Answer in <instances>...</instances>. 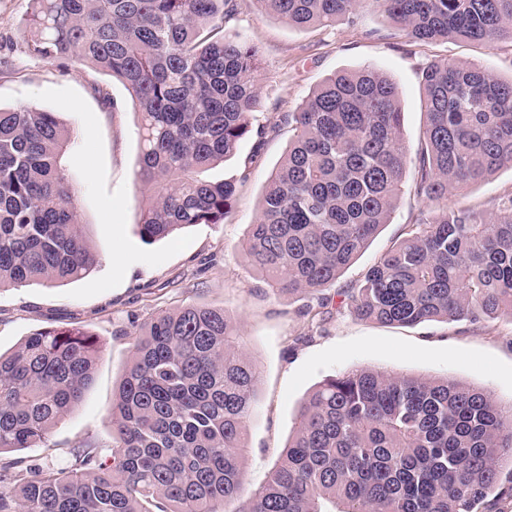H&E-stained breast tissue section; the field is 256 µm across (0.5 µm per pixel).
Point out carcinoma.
I'll list each match as a JSON object with an SVG mask.
<instances>
[{
	"mask_svg": "<svg viewBox=\"0 0 512 512\" xmlns=\"http://www.w3.org/2000/svg\"><path fill=\"white\" fill-rule=\"evenodd\" d=\"M29 55L90 64L127 87L139 118L138 221L155 241L221 224L235 180L210 181L252 131L256 46L224 32L237 0H33ZM298 28L377 5L412 41L512 40V0H254ZM425 125L403 140L397 83L374 67L323 79L281 121L294 138L243 246L272 290L322 292L390 222L405 185L428 211L359 283L337 291L360 319L413 326L512 315V190L486 214L448 204L512 170V77L440 59L422 71ZM74 131L54 113L0 107V290L78 280L100 263L64 165ZM224 308L163 311L136 333L112 402L107 450L67 469L0 457V512H221L243 497L260 366ZM101 345L46 329L0 353V454L48 446L82 402ZM512 404L451 378L351 370L297 410L268 482L237 512H501L512 500Z\"/></svg>",
	"mask_w": 512,
	"mask_h": 512,
	"instance_id": "carcinoma-1",
	"label": "carcinoma"
}]
</instances>
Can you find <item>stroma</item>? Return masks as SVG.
Returning a JSON list of instances; mask_svg holds the SVG:
<instances>
[{
  "label": "stroma",
  "mask_w": 512,
  "mask_h": 512,
  "mask_svg": "<svg viewBox=\"0 0 512 512\" xmlns=\"http://www.w3.org/2000/svg\"><path fill=\"white\" fill-rule=\"evenodd\" d=\"M31 9V0H0V106L52 112L74 130L66 165L78 191V213L102 261L78 281L0 290V352L10 353L36 331L73 326L95 334L102 352L80 406L53 430L48 447L22 450L28 463L65 468L73 463L72 449L86 439L110 444L112 400L131 360L135 326L192 304L232 311L243 352L261 366L247 427L248 491L266 482L299 406L327 376L369 369L450 377L512 402V318L383 325L354 318L336 294L354 286L403 226L419 218L425 206L413 195L401 196L389 224L323 297L274 294L243 250L266 181L293 138L280 118L296 111L326 76L367 66L388 74L399 86L404 140L413 148L424 123L423 67L450 58L482 64L507 78L512 42L415 43L372 4L335 26L304 30L262 12L255 0H239L224 28L260 50L264 79L253 125L264 133L246 137L232 158L210 172L216 180H236L233 207L223 223L189 227L149 244L137 226L147 193L134 176L138 121L126 87L86 65L64 68L28 56L23 20ZM98 86L108 92L113 108L95 94ZM318 305L325 308L323 316L309 319L307 309Z\"/></svg>",
  "instance_id": "stroma-1"
}]
</instances>
